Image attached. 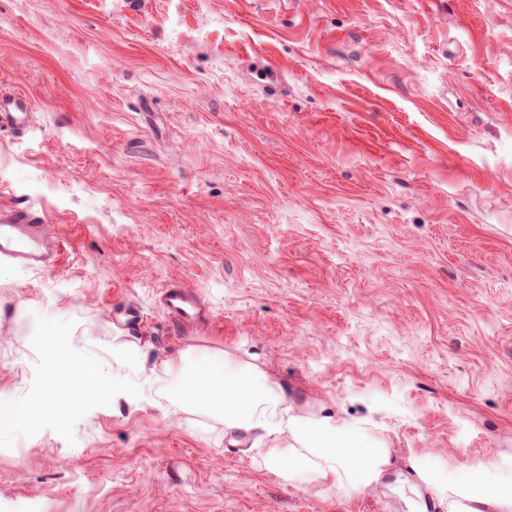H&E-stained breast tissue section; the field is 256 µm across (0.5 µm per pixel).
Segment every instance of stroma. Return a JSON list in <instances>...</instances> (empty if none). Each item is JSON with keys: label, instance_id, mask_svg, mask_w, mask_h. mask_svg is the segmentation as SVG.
Here are the masks:
<instances>
[{"label": "stroma", "instance_id": "obj_1", "mask_svg": "<svg viewBox=\"0 0 512 512\" xmlns=\"http://www.w3.org/2000/svg\"><path fill=\"white\" fill-rule=\"evenodd\" d=\"M0 210L55 264L0 261V394L45 335L225 354L409 461L512 468V0H0ZM178 284L211 320L179 335ZM0 512H402L292 482L152 391L0 426ZM30 111L31 105L25 97L3 99L0 103V131L26 128L32 114ZM50 225L27 207L0 212V259L36 271L58 255V236L51 239Z\"/></svg>", "mask_w": 512, "mask_h": 512}]
</instances>
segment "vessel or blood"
I'll use <instances>...</instances> for the list:
<instances>
[{"label":"vessel or blood","mask_w":512,"mask_h":512,"mask_svg":"<svg viewBox=\"0 0 512 512\" xmlns=\"http://www.w3.org/2000/svg\"><path fill=\"white\" fill-rule=\"evenodd\" d=\"M31 118V105L21 96L0 102V131L21 130ZM58 255V242L50 227L29 208L15 207L0 212V259L38 270ZM163 308L172 316L182 333L197 332L201 311L195 295L183 287H167L160 293Z\"/></svg>","instance_id":"vessel-or-blood-1"}]
</instances>
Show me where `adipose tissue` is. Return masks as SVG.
<instances>
[{
    "label": "adipose tissue",
    "mask_w": 512,
    "mask_h": 512,
    "mask_svg": "<svg viewBox=\"0 0 512 512\" xmlns=\"http://www.w3.org/2000/svg\"><path fill=\"white\" fill-rule=\"evenodd\" d=\"M52 369L45 390L30 407L40 419L61 415L62 396L70 379H78L87 395L111 388L127 389L124 377H106L90 361L71 357L56 336L46 338ZM114 359L145 375L173 409L195 405L223 418L224 433L243 453L263 455L267 464L287 473L289 479L308 477L336 487L367 488L386 475L390 448L369 439L357 422L333 414L312 417L295 413L285 389L264 371L249 364L233 365L227 358L182 352L178 359H164L145 367L141 349L116 347ZM399 490L411 493L409 512H427L416 502L421 486L434 489L448 512H457V498L468 502L465 512H512V473L492 471L488 464H462L448 478L416 470L414 477L397 475Z\"/></svg>",
    "instance_id": "adipose-tissue-1"
}]
</instances>
